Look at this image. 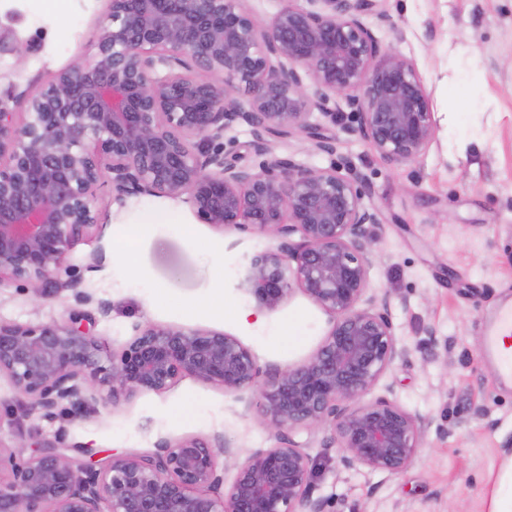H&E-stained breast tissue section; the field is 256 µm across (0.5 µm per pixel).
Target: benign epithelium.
I'll return each instance as SVG.
<instances>
[{"mask_svg":"<svg viewBox=\"0 0 512 512\" xmlns=\"http://www.w3.org/2000/svg\"><path fill=\"white\" fill-rule=\"evenodd\" d=\"M80 66L59 72L24 112L0 108V284L44 291L68 252L98 225L91 206L109 181L116 199L183 198L197 220L277 241L253 255L239 288L275 310L294 289L331 317L305 363L259 381L252 351L219 331L137 325L109 365L80 313L47 325L0 322V373L53 415L64 401L102 391L116 403L164 393L181 378L226 391L259 388L279 445L253 450L224 488L215 449L224 437L166 442L149 456L81 464L56 447L32 458L0 448V512H329L314 495V463L295 433L323 429L336 464L395 476L417 459L431 424L388 396L364 401L406 358L388 294L368 295L378 210L357 176L314 170L271 154L297 135L336 152L337 136L310 121L341 97L367 142L389 165L411 161L434 139L425 87L411 60L381 50L362 16L380 0H285L263 22L244 0H109ZM248 127L244 165L225 150ZM229 137H235V149L241 156V162L249 165H258L263 157L257 156L248 148V142L251 140L248 128L243 125H235L231 131L226 134L225 143Z\"/></svg>","mask_w":512,"mask_h":512,"instance_id":"benign-epithelium-1","label":"benign epithelium"}]
</instances>
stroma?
I'll return each mask as SVG.
<instances>
[{
	"instance_id": "stroma-1",
	"label": "stroma",
	"mask_w": 512,
	"mask_h": 512,
	"mask_svg": "<svg viewBox=\"0 0 512 512\" xmlns=\"http://www.w3.org/2000/svg\"><path fill=\"white\" fill-rule=\"evenodd\" d=\"M66 6L58 18L41 0L0 5V40L28 48L21 61L0 52L1 108L23 111L57 73L91 57L109 0ZM382 9L362 21L382 49L413 62L424 84L435 122L426 152L391 166L346 134L331 155L301 135L270 148L314 170L365 178L382 220L369 286L389 293L395 337L407 351L371 395L393 392L433 427L418 460L388 478L360 466L337 471L323 432L298 439L316 463V495L332 497L338 512H489L490 482L512 460V385L485 348L498 311L512 307V0H382ZM92 206L101 227L53 273L60 290L38 298L25 282L0 285V321L61 323L78 309L94 318L90 334L110 352L138 324L224 332L252 350L266 375L307 361L327 334L329 316L300 290L269 311L239 289L246 262L273 238L198 223L182 199L134 193L116 202L108 182ZM153 213L173 221L147 225ZM142 223L146 231L131 236ZM72 280L73 291L65 287ZM78 290L89 302L76 301ZM218 434L234 449L218 459L228 484L250 451L278 444L255 388L227 392L186 376L160 394L66 402L47 418L0 375V445H23L27 457L52 444L79 462L88 448L104 461Z\"/></svg>"
}]
</instances>
